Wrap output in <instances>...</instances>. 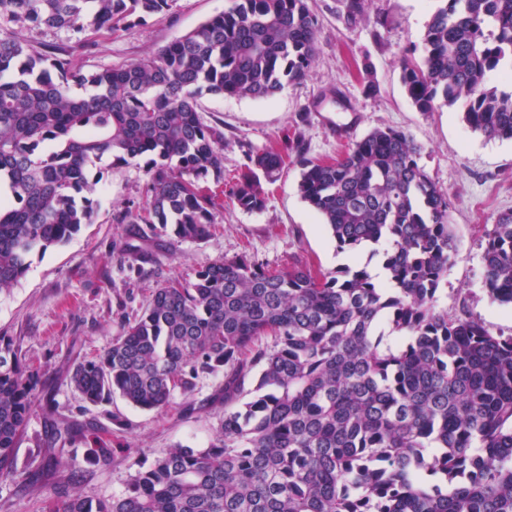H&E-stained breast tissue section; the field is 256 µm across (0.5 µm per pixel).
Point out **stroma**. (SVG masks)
<instances>
[{"mask_svg":"<svg viewBox=\"0 0 512 512\" xmlns=\"http://www.w3.org/2000/svg\"><path fill=\"white\" fill-rule=\"evenodd\" d=\"M231 5V0H175L166 12L117 30L82 35L24 30L28 40L56 44L73 63L91 71L153 57L175 38ZM318 20L316 58L304 78L269 99L203 95L208 123L224 132V178L232 180L244 151L279 150L299 139L303 154H289L279 179L268 187L266 207L247 213L216 192L217 226L203 240L169 241L160 226L118 224L117 212L141 202L147 186L144 161L106 169L95 198L92 223L69 242L32 259L28 273L0 293V336L9 338L37 373V408L15 450L18 466L35 468L24 487L0 483V512H41L57 488L92 498L120 494L139 462L174 444L202 445L224 412L223 376L207 377L186 398L190 410L143 411L122 398L93 405L69 383L73 364L103 352L122 332L125 315L140 311L166 279L190 281L201 267L248 252L270 269L301 261L330 272L355 263L377 267L371 246L341 252L320 216L298 191V157L329 160L348 146L337 127L354 138L375 128L407 132L422 147L420 163L447 191L449 222L457 250L441 301L449 316L482 320L493 334L512 335V306L494 301L485 286V234L501 213L512 211V140L486 139L469 129L462 112L442 106L420 112L401 82L403 60H420L422 37L434 0H367V19L348 24L343 0H312ZM387 26L374 30L373 17ZM341 92L328 97L329 89ZM148 246L152 261L136 271L120 262L124 242ZM55 419L83 427V440L62 448L37 446ZM101 440L114 453L96 465L86 461L89 442Z\"/></svg>","mask_w":512,"mask_h":512,"instance_id":"35a3bbf8","label":"stroma"}]
</instances>
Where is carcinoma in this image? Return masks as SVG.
<instances>
[{
	"label": "carcinoma",
	"instance_id": "cac0c4a2",
	"mask_svg": "<svg viewBox=\"0 0 512 512\" xmlns=\"http://www.w3.org/2000/svg\"><path fill=\"white\" fill-rule=\"evenodd\" d=\"M174 0H0V291L31 258L93 221V171L146 157L141 205L114 220L158 224L194 242L216 223L203 182L224 183V132L205 121L207 92L265 99L316 56L310 0H233L156 57L84 72L21 31L83 34L167 11ZM346 20L366 16L345 0ZM512 0H438L421 62L401 79L420 112L455 106L485 138L512 140ZM421 146L391 127L337 159L300 160L298 190L341 251L379 246L365 265L313 273L269 269L246 253L195 280H167L70 384L89 402L118 395L140 410L171 406L224 375V414L206 445L143 461L110 499L80 494L44 512H512V336L439 306L456 250L448 193L419 165ZM288 151L245 153L229 190L264 210ZM120 261L151 260L141 246ZM491 298L512 304V211L486 234ZM389 327V332L380 330ZM36 374L0 337V482L26 485L14 463L34 412Z\"/></svg>",
	"mask_w": 512,
	"mask_h": 512
}]
</instances>
